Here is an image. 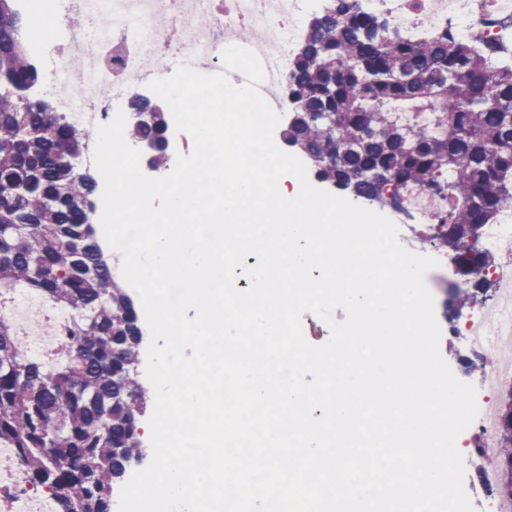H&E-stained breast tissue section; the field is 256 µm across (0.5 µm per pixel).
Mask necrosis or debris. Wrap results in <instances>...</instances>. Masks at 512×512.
<instances>
[{"label": "necrosis or debris", "instance_id": "1", "mask_svg": "<svg viewBox=\"0 0 512 512\" xmlns=\"http://www.w3.org/2000/svg\"><path fill=\"white\" fill-rule=\"evenodd\" d=\"M365 3L384 13L391 26L406 31L449 25L464 39L478 32L491 38L512 33V0H494L491 11L484 0ZM16 5L30 22L25 48L48 71L45 91L60 111L94 130L110 123L131 93L153 79L170 76L179 65L204 74L221 72L222 52L233 45V33L242 27L250 30L251 49L265 72L259 92L276 113L285 114L288 103L281 90L304 12L328 11L332 0H16ZM72 13L83 17V25L68 24ZM161 15L171 19L172 29L156 25ZM402 213L418 224H438L447 216L448 200L442 193L411 189L402 199ZM483 240L499 257L491 274L500 293L512 295V199L503 203L499 223L486 226ZM45 308L41 298L19 292L0 316L13 323L21 351L49 358L60 348L72 315L59 309L49 320ZM458 334L480 375L479 412L472 428L475 449L484 453L499 445L496 395L512 382V362L489 368L484 358L512 345V307L478 308Z\"/></svg>", "mask_w": 512, "mask_h": 512}]
</instances>
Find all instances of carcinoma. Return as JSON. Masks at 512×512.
I'll return each mask as SVG.
<instances>
[{
  "mask_svg": "<svg viewBox=\"0 0 512 512\" xmlns=\"http://www.w3.org/2000/svg\"><path fill=\"white\" fill-rule=\"evenodd\" d=\"M15 0H0V299L31 288L73 312L50 361L14 343L0 317V445L26 480L51 492L57 512H112L110 491L145 454L138 422L144 331L85 203L97 178L80 164L90 143L51 104L33 99L38 70L24 48ZM283 140L354 200L393 205L408 186L448 193V249L475 304L488 251L467 237L512 198V44L457 38L445 29L414 41L359 0H334L312 18L292 58ZM327 113L331 123L318 120ZM165 113L129 127L135 143L167 135ZM500 447L512 449V384L499 398ZM512 496V452L494 455Z\"/></svg>",
  "mask_w": 512,
  "mask_h": 512,
  "instance_id": "cac0c4a2",
  "label": "carcinoma"
}]
</instances>
